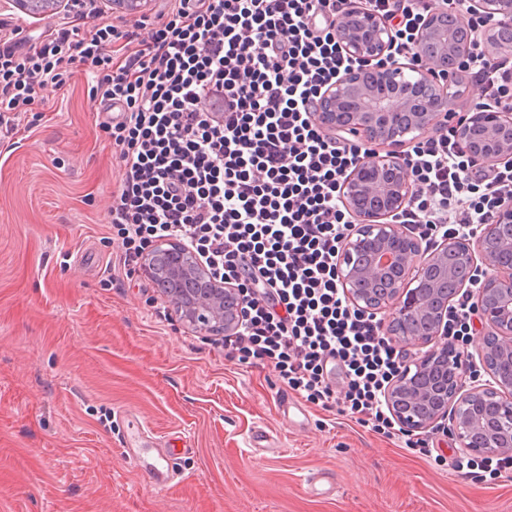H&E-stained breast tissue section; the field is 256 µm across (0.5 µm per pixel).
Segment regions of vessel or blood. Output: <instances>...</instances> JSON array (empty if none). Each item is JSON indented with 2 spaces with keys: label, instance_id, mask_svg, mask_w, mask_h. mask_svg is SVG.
Instances as JSON below:
<instances>
[{
  "label": "vessel or blood",
  "instance_id": "obj_1",
  "mask_svg": "<svg viewBox=\"0 0 512 512\" xmlns=\"http://www.w3.org/2000/svg\"><path fill=\"white\" fill-rule=\"evenodd\" d=\"M122 453L144 475L155 492L170 488L179 476V449L171 443L159 447L147 428L141 427L128 433Z\"/></svg>",
  "mask_w": 512,
  "mask_h": 512
}]
</instances>
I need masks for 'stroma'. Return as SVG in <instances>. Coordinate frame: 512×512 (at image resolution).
Wrapping results in <instances>:
<instances>
[{
    "label": "stroma",
    "instance_id": "stroma-1",
    "mask_svg": "<svg viewBox=\"0 0 512 512\" xmlns=\"http://www.w3.org/2000/svg\"><path fill=\"white\" fill-rule=\"evenodd\" d=\"M73 14L0 0L36 37ZM18 147L0 150V512H512V476L455 472L354 419L284 395L272 363L226 358L142 273L107 282L121 170L85 74L42 90ZM186 434L181 479L153 491L119 452L129 422ZM269 448H251L255 431ZM326 471L335 493L307 488Z\"/></svg>",
    "mask_w": 512,
    "mask_h": 512
}]
</instances>
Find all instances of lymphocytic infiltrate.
I'll use <instances>...</instances> for the list:
<instances>
[{"instance_id": "lymphocytic-infiltrate-1", "label": "lymphocytic infiltrate", "mask_w": 512, "mask_h": 512, "mask_svg": "<svg viewBox=\"0 0 512 512\" xmlns=\"http://www.w3.org/2000/svg\"><path fill=\"white\" fill-rule=\"evenodd\" d=\"M394 23L396 56L423 61L415 30L431 0H363ZM132 28L75 21L22 47L0 48V137L46 87L90 75L95 105L115 111L104 129L122 170L109 211L119 261L135 272L167 240L192 248L242 297L227 358L273 362L282 384L322 409L391 432L384 393L403 365L376 317L358 312L336 278L351 229L344 181L362 143L314 121L324 92L354 62L336 19L349 0H166ZM460 78L479 106L512 96V53L473 45ZM463 114L445 134L408 147L415 191L397 221L425 243L464 235L512 200V166L479 167L458 144ZM346 380L336 395L330 367Z\"/></svg>"}]
</instances>
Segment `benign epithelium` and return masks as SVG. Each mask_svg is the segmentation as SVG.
Segmentation results:
<instances>
[{"label":"benign epithelium","mask_w":512,"mask_h":512,"mask_svg":"<svg viewBox=\"0 0 512 512\" xmlns=\"http://www.w3.org/2000/svg\"><path fill=\"white\" fill-rule=\"evenodd\" d=\"M469 13L485 18L482 39L491 53L512 52L497 39L512 29V0H468ZM336 36L353 59L367 65L341 74L323 95L315 122L331 134L346 132L369 145L349 172L343 201L354 220L341 245L337 275L356 310L376 315L390 310L382 331L405 347L432 349L403 365L385 392L401 430L426 432L449 420L460 443L477 457L512 455V202L488 224L431 247L404 224L395 223L414 193L402 146L407 136L448 119V87L474 31L468 13L437 9L420 23L415 48L427 67L419 69L389 55L390 22L364 6L352 5L336 22ZM457 141L470 156L512 164V102L469 112ZM144 273L196 331L230 336L239 326V289L211 276L193 249L155 247ZM475 299L488 328L479 357L488 379L465 388L460 374L463 350L446 342L444 325L454 300Z\"/></svg>","instance_id":"obj_1"}]
</instances>
